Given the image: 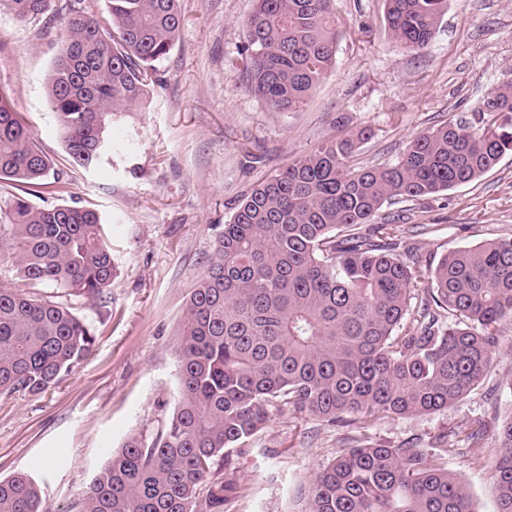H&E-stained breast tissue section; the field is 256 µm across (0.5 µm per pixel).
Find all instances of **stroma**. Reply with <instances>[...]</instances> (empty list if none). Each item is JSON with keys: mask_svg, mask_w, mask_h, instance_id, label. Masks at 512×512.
Instances as JSON below:
<instances>
[{"mask_svg": "<svg viewBox=\"0 0 512 512\" xmlns=\"http://www.w3.org/2000/svg\"><path fill=\"white\" fill-rule=\"evenodd\" d=\"M252 8L253 0H181V30L156 65L149 105L118 114L112 138L125 147L91 170L72 162L49 117L61 0L23 22L0 9V92L59 177L32 202L75 201L99 211L112 223L118 266L103 298L50 291L93 329L88 357L43 396H0V479L33 476L48 512H75L111 452L168 423L186 305L245 193L333 137L337 118L374 132L358 165L393 164L413 137L470 116L512 79V0H448L420 51L387 35L384 0H335L333 67L300 108L274 112L227 66L244 44ZM381 215L404 229L396 257L421 268L456 247L511 239L512 153L477 181L384 205ZM511 410L512 321L500 329L486 376L456 405L344 428L274 406L234 467L216 460L211 477L237 484L231 512H306L311 477L359 440L397 446L414 438L427 448L475 423L494 429ZM494 454L486 438L471 453L444 459L470 488L477 512L495 509Z\"/></svg>", "mask_w": 512, "mask_h": 512, "instance_id": "35a3bbf8", "label": "stroma"}]
</instances>
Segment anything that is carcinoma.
Listing matches in <instances>:
<instances>
[{"mask_svg": "<svg viewBox=\"0 0 512 512\" xmlns=\"http://www.w3.org/2000/svg\"><path fill=\"white\" fill-rule=\"evenodd\" d=\"M108 24L84 0H65L49 84L68 154L96 167L117 145L112 115L143 107L155 64L180 31V0H103ZM51 0H0L20 21ZM447 0H385L387 34L427 47ZM231 68L269 109L290 112L336 59L333 0H254ZM372 130H348L254 187L216 238L179 328V395L165 428L134 435L82 493L78 512H228L231 482H210L214 461L269 419L278 401L330 425L407 418L453 406L480 384L512 319V239L446 253L426 270L392 256L400 225L377 222L389 200L420 198L476 180L512 152V81L473 110L409 142L382 167L354 163ZM52 170L30 130L0 96V180L23 194L0 199V259L21 286L0 288V395L41 396L90 353L92 329L35 292L100 298L116 263L107 220L29 197ZM453 321H448V317ZM485 437L478 424L436 446L365 444L311 480L307 512H474L468 486L448 472V438ZM494 512H512V417L495 436ZM0 512H45L29 475L0 479Z\"/></svg>", "mask_w": 512, "mask_h": 512, "instance_id": "carcinoma-1", "label": "carcinoma"}]
</instances>
